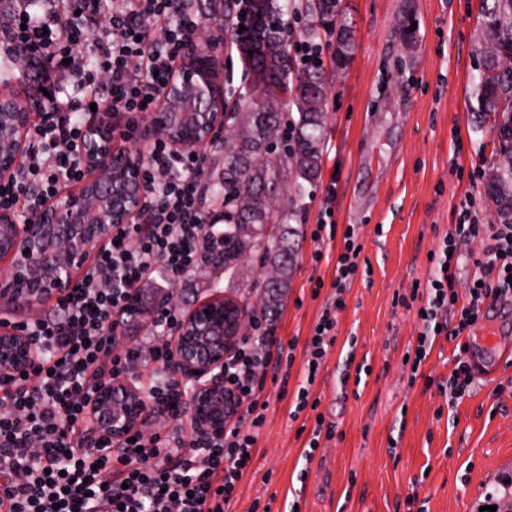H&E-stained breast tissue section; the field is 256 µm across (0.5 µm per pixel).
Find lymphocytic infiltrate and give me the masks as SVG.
Returning a JSON list of instances; mask_svg holds the SVG:
<instances>
[{"instance_id": "obj_1", "label": "lymphocytic infiltrate", "mask_w": 512, "mask_h": 512, "mask_svg": "<svg viewBox=\"0 0 512 512\" xmlns=\"http://www.w3.org/2000/svg\"><path fill=\"white\" fill-rule=\"evenodd\" d=\"M102 2L83 0L76 21L52 7L37 18L14 17L10 25L12 43L36 46L47 61L42 86L50 98L30 129L34 150L25 168L0 179V210L22 207L35 215L55 190L82 181L84 166L71 146L84 138L87 126L76 111L111 113L113 132L127 141L164 106L162 94L183 60L188 31L177 0H118L109 11L102 10ZM85 45L96 57L95 66L86 62ZM64 75L81 92V102L57 98ZM204 171V155H179L163 140L152 141L138 220L113 232L112 243L58 293L46 316L24 324L37 359L27 373L0 385V512H230L265 421L267 376L291 370L295 361L267 320H254L253 338L241 341L224 361V386L248 403L251 420L225 422L218 436L139 429L112 441L92 436L85 419L98 387L128 374L141 356L138 348L124 350L118 344L119 319L132 295L156 270L174 284L202 258L211 228L203 206ZM335 194V185H328V200L311 235L313 261L336 260L332 292L306 343V371L290 412L294 420L315 414L305 451L309 458L324 430L313 387L336 342L362 251L360 225L337 228L329 213ZM335 240L341 243L336 251L331 248ZM474 240L482 251L473 258L475 271L463 287L460 245ZM429 260L423 289L411 293L419 301L417 348L410 364L415 378L421 377L438 336L461 341L484 304L512 297V224H481L474 198L466 197L458 222L449 225ZM179 319L176 304L169 302L156 309L152 321L153 332L166 338L148 352L154 366L148 400L152 413L161 416H180L196 391L193 381L172 370ZM260 343L265 352L257 351Z\"/></svg>"}]
</instances>
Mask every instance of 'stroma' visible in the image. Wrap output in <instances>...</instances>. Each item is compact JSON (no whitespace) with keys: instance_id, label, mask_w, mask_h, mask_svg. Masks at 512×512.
Wrapping results in <instances>:
<instances>
[{"instance_id":"1","label":"stroma","mask_w":512,"mask_h":512,"mask_svg":"<svg viewBox=\"0 0 512 512\" xmlns=\"http://www.w3.org/2000/svg\"><path fill=\"white\" fill-rule=\"evenodd\" d=\"M480 0H341L340 17L353 31L345 67L333 69L335 40L325 35L329 72L322 176L304 199L296 227L295 263L273 320L282 343H293L287 381H267L265 424L253 463L240 483L232 512L253 504L270 512H476L485 493L512 471V319L478 321L466 341L482 367L473 386L449 406L436 384L454 367V343L438 337L414 379L403 365L417 345L414 313L396 303L412 284L426 281L428 256L460 205L473 196L483 223H496L486 180L497 159L493 135L469 109ZM412 14L414 42H403L398 22ZM335 183L337 224L361 225L364 248L358 275L340 315L337 339L314 392L333 435L305 460L307 428L289 414L302 380L305 344L330 294L333 264L311 253L319 204ZM264 278L245 262L210 279L187 274L174 300L189 311L214 294L250 291L259 299ZM324 281L313 293L316 281ZM497 340L482 352V333ZM368 368L360 383L340 387L346 362ZM414 507H407V499Z\"/></svg>"}]
</instances>
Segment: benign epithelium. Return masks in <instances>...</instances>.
<instances>
[{
  "label": "benign epithelium",
  "instance_id": "benign-epithelium-1",
  "mask_svg": "<svg viewBox=\"0 0 512 512\" xmlns=\"http://www.w3.org/2000/svg\"><path fill=\"white\" fill-rule=\"evenodd\" d=\"M14 66L27 73L32 54L9 49ZM188 67L169 82L166 107L152 118L150 135L168 141L178 153H196L224 130L230 113L224 110V84L214 57L187 44ZM45 110L36 87L21 93H0V179L19 168L32 149L29 129ZM77 152L88 177L77 192H62L46 202L34 216L0 211V260L10 263L9 275L0 280V297L34 306L50 294L69 287L71 273L112 239V231L133 223L144 196V154L117 151L112 145V121L92 123ZM234 304L215 295L192 308L180 320L175 372L196 381L190 413L202 433L224 430V422L238 415L242 405L224 389V359L250 329L246 320L216 321ZM35 346L26 333L0 327V381L26 370ZM199 374H194V371ZM144 403L141 392L116 380L101 386L93 398L88 421L93 433L115 440L137 427Z\"/></svg>",
  "mask_w": 512,
  "mask_h": 512
}]
</instances>
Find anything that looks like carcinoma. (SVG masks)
I'll use <instances>...</instances> for the list:
<instances>
[{
    "instance_id": "1",
    "label": "carcinoma",
    "mask_w": 512,
    "mask_h": 512,
    "mask_svg": "<svg viewBox=\"0 0 512 512\" xmlns=\"http://www.w3.org/2000/svg\"><path fill=\"white\" fill-rule=\"evenodd\" d=\"M32 0H0V34L10 29L16 11ZM209 14L234 17L248 29L250 38L237 44L242 67L240 85L233 78L224 83V94L234 98L235 112L224 134V164L219 188L224 211L214 223L224 229L211 233L202 262L228 272L244 258L260 261L269 269L264 277L260 310L274 315L288 288L294 261L289 239L295 234L291 221L302 207L306 186L322 173L321 142L327 77L321 66L295 70L289 57L288 17L291 0H208ZM316 24L305 31L309 41L319 31L336 37V68L351 55L353 35L338 20L339 0H304ZM480 48L492 71L487 79L475 76L471 99L485 98L488 110L475 112L481 123H491L508 134L497 140L498 161L487 180V194L498 217H512V109L500 112L496 100H512V68L498 70L504 57L512 56V0H482ZM295 129L293 147L280 151V130L285 122Z\"/></svg>"
}]
</instances>
